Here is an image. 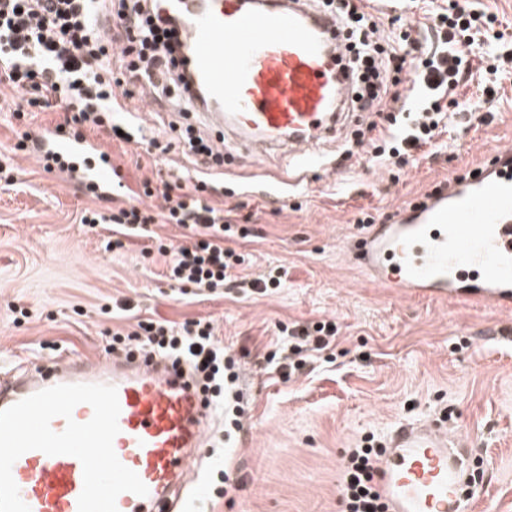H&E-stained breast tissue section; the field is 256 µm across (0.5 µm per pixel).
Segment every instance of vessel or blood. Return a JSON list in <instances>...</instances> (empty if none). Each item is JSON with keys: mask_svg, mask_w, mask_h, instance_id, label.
Here are the masks:
<instances>
[{"mask_svg": "<svg viewBox=\"0 0 512 512\" xmlns=\"http://www.w3.org/2000/svg\"><path fill=\"white\" fill-rule=\"evenodd\" d=\"M180 25L187 50L190 110L218 131L226 157L288 155L299 173L320 165L321 148L350 114V69L334 14L290 0H159ZM38 158L77 159L70 170L89 192L111 197L116 182L101 145L56 132L34 139ZM364 272L403 295L465 300L512 311V149L498 148L468 177L445 180L421 201L401 205L390 223L371 225L353 249ZM108 384L118 392L121 463L147 496H118V512H170L191 471L210 418L186 375L157 357L94 360L67 355L0 384V410L58 384ZM12 476L30 512H78L81 462L24 453ZM386 512H471L465 463L433 430L403 425L376 461Z\"/></svg>", "mask_w": 512, "mask_h": 512, "instance_id": "1", "label": "vessel or blood"}]
</instances>
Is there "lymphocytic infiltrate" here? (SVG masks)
Masks as SVG:
<instances>
[{
    "mask_svg": "<svg viewBox=\"0 0 512 512\" xmlns=\"http://www.w3.org/2000/svg\"><path fill=\"white\" fill-rule=\"evenodd\" d=\"M348 35V65L355 82L353 109L371 116L357 130V144L367 145L371 163L401 167L412 152L434 146L447 133L453 117L475 111L460 90L473 80L501 79L512 69V52L496 15L478 9L475 0H450L436 12V40L416 45L400 18L381 21L367 9V0H325ZM181 46L174 20L159 12L151 0H0V84L17 91L16 116L62 107L63 123L96 127L114 134L115 91L150 85L155 98L184 105L185 77L179 70ZM192 157L199 175L177 192L156 191L144 180L139 199L113 209L86 212L89 227L108 224L112 237L105 245L114 252L131 237L149 239L165 264V276L181 294L223 289L244 258L225 246L233 220L209 196L223 194L212 171L223 166L224 155L193 127L174 136L154 139L150 152L161 157L174 149ZM161 194L154 210L143 199ZM157 224H175L186 232L185 244L175 247L154 232ZM288 347L280 371L298 370L304 355L326 349L336 335L332 321L311 326L278 327ZM112 350L167 358L184 367L231 430H240L243 410L236 389L234 358L224 352L212 320L137 321L130 332L112 333ZM376 453L351 450L342 475L343 512H385L375 489Z\"/></svg>",
    "mask_w": 512,
    "mask_h": 512,
    "instance_id": "lymphocytic-infiltrate-1",
    "label": "lymphocytic infiltrate"
}]
</instances>
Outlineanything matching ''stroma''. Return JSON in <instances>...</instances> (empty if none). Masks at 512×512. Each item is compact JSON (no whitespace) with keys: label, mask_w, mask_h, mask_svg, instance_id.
<instances>
[{"label":"stroma","mask_w":512,"mask_h":512,"mask_svg":"<svg viewBox=\"0 0 512 512\" xmlns=\"http://www.w3.org/2000/svg\"><path fill=\"white\" fill-rule=\"evenodd\" d=\"M16 97L0 85V164L17 171L13 185L0 181V380L17 365H45L62 354L105 357L112 331L139 318L209 317L242 366V429L224 452L241 484L228 498L200 491L188 512H340L346 450L369 437L389 443L398 426L415 423L467 444L479 472L472 512H512V313L391 295L347 252L366 230L361 214L390 222L398 205L476 171L493 147L512 146V75L486 123L459 116L446 147L416 152L400 170L361 158L313 172L292 189L296 170L286 157L226 162L224 193L211 202L250 231L229 242L249 259L238 275L256 280L274 266L288 271L283 288L246 296L181 295L162 261L147 256L145 238L105 251L110 228L81 222L97 200L15 148L20 135L56 126L61 113L15 118ZM123 103L117 119L136 130L137 141L82 131L111 155L127 188L113 195L112 208L125 206L146 178L160 188L194 183L196 168L185 155L146 151L170 123H182L181 114L154 111L137 92ZM104 305L114 307L113 317L100 314ZM324 320L338 327L331 355L307 359L283 379L268 362L276 324Z\"/></svg>","instance_id":"stroma-1"}]
</instances>
